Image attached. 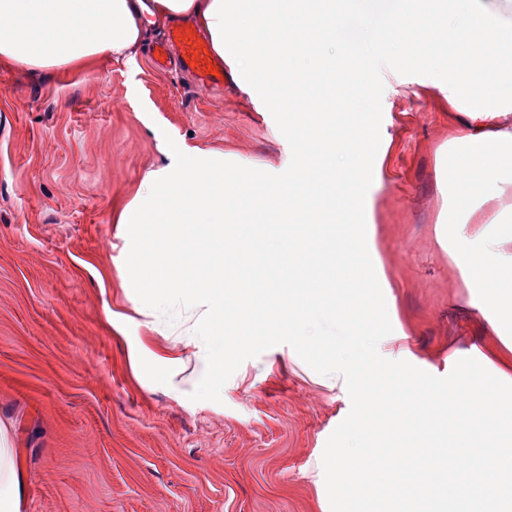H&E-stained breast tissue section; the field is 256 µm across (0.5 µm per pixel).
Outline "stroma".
Listing matches in <instances>:
<instances>
[{
    "label": "stroma",
    "mask_w": 512,
    "mask_h": 512,
    "mask_svg": "<svg viewBox=\"0 0 512 512\" xmlns=\"http://www.w3.org/2000/svg\"><path fill=\"white\" fill-rule=\"evenodd\" d=\"M382 78L365 217L393 331L441 373L450 349L495 342L436 242L458 123L442 81ZM156 126L272 174L291 161L271 113L234 82L206 88L145 49L136 64L69 75L0 66V419L20 452L24 512H320L319 450L346 398L290 346L245 361L218 403L131 374L129 346L148 330L121 289L113 205L167 164Z\"/></svg>",
    "instance_id": "stroma-1"
}]
</instances>
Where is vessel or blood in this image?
<instances>
[{
    "label": "vessel or blood",
    "instance_id": "vessel-or-blood-1",
    "mask_svg": "<svg viewBox=\"0 0 512 512\" xmlns=\"http://www.w3.org/2000/svg\"><path fill=\"white\" fill-rule=\"evenodd\" d=\"M160 47L164 53H176L180 67L193 73L203 85H223V78L212 73L213 68L220 65L219 59L208 50L206 41L191 25L177 23L168 27Z\"/></svg>",
    "mask_w": 512,
    "mask_h": 512
}]
</instances>
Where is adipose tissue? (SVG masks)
<instances>
[{
    "label": "adipose tissue",
    "mask_w": 512,
    "mask_h": 512,
    "mask_svg": "<svg viewBox=\"0 0 512 512\" xmlns=\"http://www.w3.org/2000/svg\"><path fill=\"white\" fill-rule=\"evenodd\" d=\"M213 0H0V63L61 73L104 63H135L147 31L143 14L188 18L207 29ZM500 0H414L388 24L390 43L437 67L451 66L449 104L462 111L464 130L448 154L453 197L439 218L438 241L501 346L495 367L512 377V238L492 227L512 221V193L502 174L512 170V41L503 36ZM445 38L427 46L426 27ZM24 480L12 458L9 431L0 425V512H23Z\"/></svg>",
    "instance_id": "adipose-tissue-1"
}]
</instances>
